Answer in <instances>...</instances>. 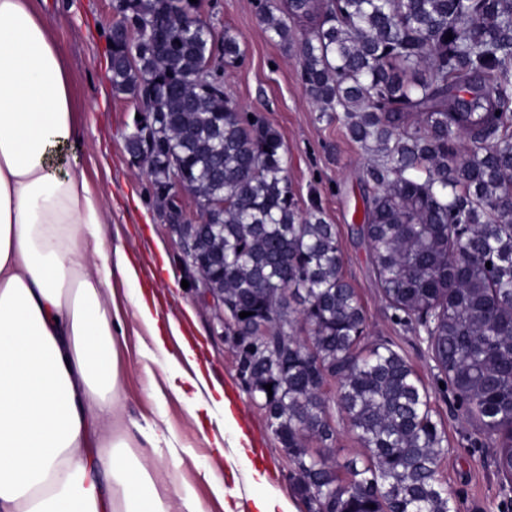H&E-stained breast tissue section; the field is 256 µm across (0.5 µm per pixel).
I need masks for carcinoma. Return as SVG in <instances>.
<instances>
[{
    "label": "carcinoma",
    "mask_w": 512,
    "mask_h": 512,
    "mask_svg": "<svg viewBox=\"0 0 512 512\" xmlns=\"http://www.w3.org/2000/svg\"><path fill=\"white\" fill-rule=\"evenodd\" d=\"M113 9L112 93L147 114L127 152L143 159L165 223L181 188L203 206L224 202L184 245L237 317L240 378L296 494L309 512H459L440 477L448 439L428 387L392 346L361 347L365 311L341 275L336 227L316 203L299 210L281 134L208 68L198 4ZM260 22L295 52L320 117L342 121L369 154L378 192L360 234L383 294L426 333L459 402L500 448L499 467L512 470V0H277ZM222 52L226 66L243 59L229 29ZM452 224L479 230L457 239ZM281 289L311 346L299 340L275 359L266 348L281 332ZM328 372L363 449L343 463L345 482L320 396Z\"/></svg>",
    "instance_id": "obj_1"
}]
</instances>
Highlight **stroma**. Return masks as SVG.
I'll use <instances>...</instances> for the list:
<instances>
[{"instance_id": "1", "label": "stroma", "mask_w": 512, "mask_h": 512, "mask_svg": "<svg viewBox=\"0 0 512 512\" xmlns=\"http://www.w3.org/2000/svg\"><path fill=\"white\" fill-rule=\"evenodd\" d=\"M267 2L203 0V18L216 32L235 31L244 52L241 63L225 69L224 89L245 111L280 132L288 154V181L300 209L318 200L328 222L335 224L342 275L365 308L367 336L394 344L432 390L436 421L448 437L441 477L461 512H512V495L502 488L504 478L494 464V448L451 389L444 387L424 333L401 323L384 297L369 247L359 233L375 193L367 174L368 156L341 122L319 119L300 82L295 57L270 41L259 22ZM52 3V33L63 48L78 109L76 119L83 130L79 167L91 192L107 196L111 205L110 222L103 225L102 237L103 262L111 269L107 286L121 321L114 331L120 357L117 402L121 409L114 429L128 432L132 453L153 464L158 485L198 497L207 512H224L208 482L215 476L233 491L237 512H250L245 467L209 445L215 424L196 425L185 401L168 388L163 366L167 354L177 353L178 343L167 338L164 351H157L148 330L138 321L132 304L135 290L114 269L116 254L122 251L138 261L141 285L156 292L161 318L187 325V338L201 369L223 385L232 400L240 425L269 468L271 488L292 500L296 512H307L295 497L289 462L242 383L236 354L223 338L213 312L203 305L195 287H182L186 274L178 259L179 243L148 194L144 170L131 163L126 151L125 137L133 128L135 106L130 99L113 95L107 79L109 33L115 20L112 0ZM96 102L101 111H93ZM160 420L169 427L173 448L151 447L140 432L141 427Z\"/></svg>"}]
</instances>
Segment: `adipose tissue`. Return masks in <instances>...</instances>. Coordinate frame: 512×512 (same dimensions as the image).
I'll return each instance as SVG.
<instances>
[{
  "mask_svg": "<svg viewBox=\"0 0 512 512\" xmlns=\"http://www.w3.org/2000/svg\"><path fill=\"white\" fill-rule=\"evenodd\" d=\"M31 0H0V512H171L169 489L112 433L117 352L100 226L108 213L78 166L64 54ZM166 362L189 414L221 419L259 492L252 512H295L248 462L220 385Z\"/></svg>",
  "mask_w": 512,
  "mask_h": 512,
  "instance_id": "obj_1",
  "label": "adipose tissue"
}]
</instances>
